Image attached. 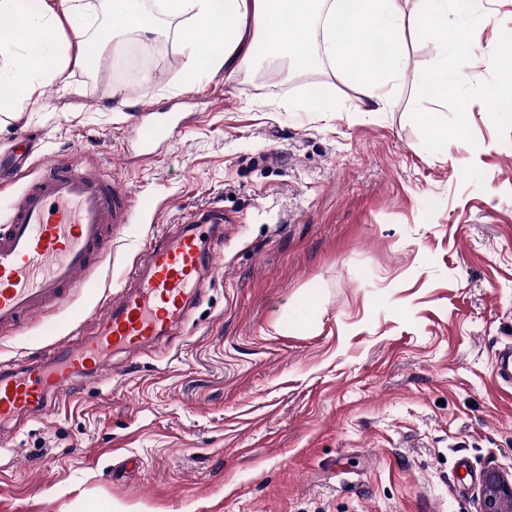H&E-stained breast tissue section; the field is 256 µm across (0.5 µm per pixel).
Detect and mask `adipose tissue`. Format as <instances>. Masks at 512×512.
<instances>
[{
	"label": "adipose tissue",
	"mask_w": 512,
	"mask_h": 512,
	"mask_svg": "<svg viewBox=\"0 0 512 512\" xmlns=\"http://www.w3.org/2000/svg\"><path fill=\"white\" fill-rule=\"evenodd\" d=\"M0 0V112L21 110L63 70L56 52L64 26L113 38L177 27L189 76L234 74L258 48L297 71L324 64L354 78L364 111L385 110L404 58V33L443 40L449 11L467 43L472 0Z\"/></svg>",
	"instance_id": "ef3b65f1"
}]
</instances>
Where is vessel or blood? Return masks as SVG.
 Returning a JSON list of instances; mask_svg holds the SVG:
<instances>
[{
    "instance_id": "1",
    "label": "vessel or blood",
    "mask_w": 512,
    "mask_h": 512,
    "mask_svg": "<svg viewBox=\"0 0 512 512\" xmlns=\"http://www.w3.org/2000/svg\"><path fill=\"white\" fill-rule=\"evenodd\" d=\"M175 122L171 116L139 127L137 143L148 149L168 141ZM134 221L132 198L115 173L47 162L0 214V332L63 305L72 289L93 287L92 271L112 253L113 226ZM223 222V210L214 207L156 238L77 345L62 347L52 361L1 373L0 421L65 401L73 381L100 374L112 352L134 353L175 335L215 267L212 240Z\"/></svg>"
}]
</instances>
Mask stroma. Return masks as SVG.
<instances>
[{"mask_svg": "<svg viewBox=\"0 0 512 512\" xmlns=\"http://www.w3.org/2000/svg\"><path fill=\"white\" fill-rule=\"evenodd\" d=\"M474 10L468 46L407 33L373 113L326 64L192 81L173 32L128 34L147 84L114 77L109 50L84 66V36L64 29L62 81L0 119V213L47 160L74 157L117 170L137 217L95 293L0 335V370L90 321L182 216L223 207L224 239L178 340L114 355L12 428L0 512H481L484 474L512 477V387L494 383L512 348V121L481 98L500 73L475 55L512 34V0ZM443 64L464 78L444 97L420 81ZM314 84L342 111H305ZM149 104L184 125L143 160Z\"/></svg>", "mask_w": 512, "mask_h": 512, "instance_id": "stroma-1", "label": "stroma"}]
</instances>
